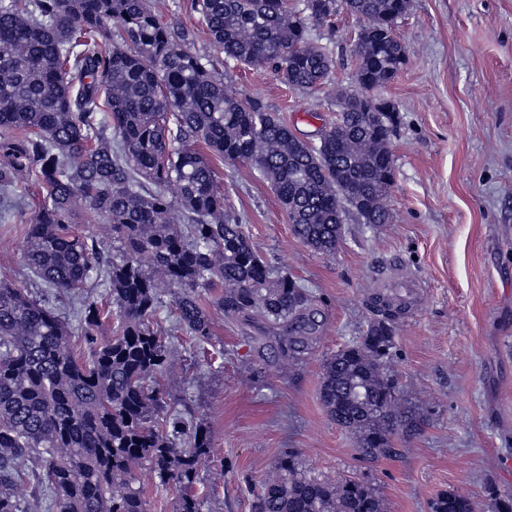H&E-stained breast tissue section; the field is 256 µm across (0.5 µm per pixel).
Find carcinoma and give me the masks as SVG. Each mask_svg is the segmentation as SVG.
Instances as JSON below:
<instances>
[{"mask_svg":"<svg viewBox=\"0 0 512 512\" xmlns=\"http://www.w3.org/2000/svg\"><path fill=\"white\" fill-rule=\"evenodd\" d=\"M371 18L359 35L356 87L336 97L339 115L319 144L295 135L261 103L229 94L210 63L185 49L147 0H0V224L23 212L22 186L43 200L30 219L24 261L51 293L87 296L75 335L59 310L0 280V512H26L22 464L44 481L32 491L49 512H146L135 468L177 494L175 512H200L191 493L210 446L156 388L167 347L152 325L171 290L178 323L198 341L213 336L204 299L226 316L262 315L297 353L313 325L312 295L256 252L224 212L213 160H245L272 186L294 234L331 253L344 216L389 224L394 178L388 144L394 103L362 89L390 82L407 48L395 28L409 0H343ZM224 59L269 67L294 89L326 83L333 59L309 29L334 16L337 0H192ZM123 45L112 44V27ZM109 224L117 250L74 231ZM358 339L331 355L320 389L332 421L352 434L361 458L397 454L422 419L400 396L389 359L391 302ZM117 316L114 335L99 336ZM491 512L512 495L489 491ZM253 512H385L356 480L307 474L293 455L276 465ZM431 512H476L469 497L440 493Z\"/></svg>","mask_w":512,"mask_h":512,"instance_id":"cac0c4a2","label":"carcinoma"}]
</instances>
